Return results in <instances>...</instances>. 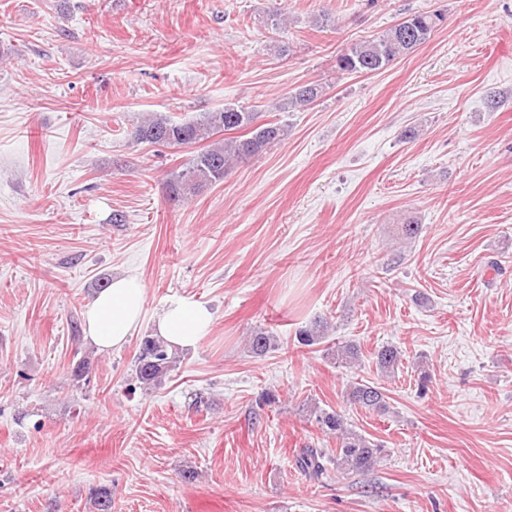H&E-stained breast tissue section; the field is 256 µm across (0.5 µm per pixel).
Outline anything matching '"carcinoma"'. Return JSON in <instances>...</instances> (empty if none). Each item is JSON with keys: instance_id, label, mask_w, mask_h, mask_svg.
I'll return each mask as SVG.
<instances>
[{"instance_id": "cac0c4a2", "label": "carcinoma", "mask_w": 512, "mask_h": 512, "mask_svg": "<svg viewBox=\"0 0 512 512\" xmlns=\"http://www.w3.org/2000/svg\"><path fill=\"white\" fill-rule=\"evenodd\" d=\"M445 21L441 11L417 12L408 15L402 22L386 29L372 40L356 42L347 47L337 58V69L344 73L373 74L386 69L401 56L425 44ZM322 93V87L308 84L297 89L284 106L294 109L312 104ZM231 131H244L247 137H234L224 143H212L210 139ZM285 126L277 122L256 124V113L236 102L205 112L192 121H176L168 116L154 115L135 130V137L151 144L173 147L193 146L207 143L191 163L174 173L167 183L169 196L179 200L192 195L203 187L224 179V175L235 164L242 162L269 146L283 140ZM326 339L320 325L303 329L298 333L301 345H318ZM252 353L262 355L272 348V336L257 330L249 338ZM331 356L338 363L353 364L360 358V349L355 344L336 345ZM376 366L383 374H392L401 363V351L391 345L383 346L374 354ZM173 359L165 345L147 337L143 340L137 357L136 374L145 385H155L172 369ZM346 402L358 405L380 415L389 412L387 396L381 387L365 382H355L344 392ZM310 416L324 431L336 435V469L342 471L369 470L379 462L384 448L364 435L348 428L343 416L336 411L316 407ZM325 452L318 448H304L296 457L299 469L311 480L323 475Z\"/></svg>"}]
</instances>
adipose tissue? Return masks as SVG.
<instances>
[{"label":"adipose tissue","instance_id":"1","mask_svg":"<svg viewBox=\"0 0 512 512\" xmlns=\"http://www.w3.org/2000/svg\"><path fill=\"white\" fill-rule=\"evenodd\" d=\"M145 296L142 283L119 277L91 300L86 308V333L99 351L121 347L133 335L141 322ZM213 322L214 315L206 306L176 301L158 315L154 332L169 348L181 350L196 345Z\"/></svg>","mask_w":512,"mask_h":512}]
</instances>
